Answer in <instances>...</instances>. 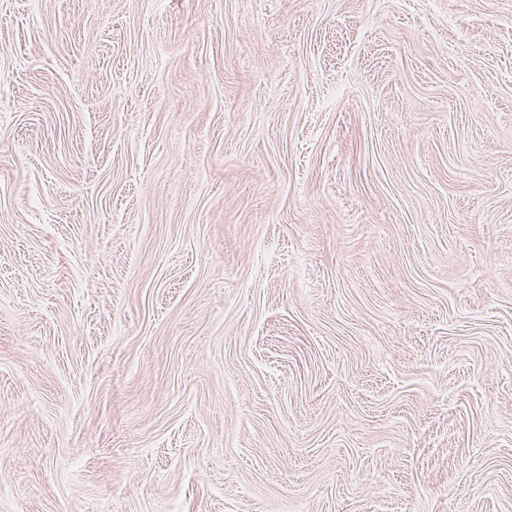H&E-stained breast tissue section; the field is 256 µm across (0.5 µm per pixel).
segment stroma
<instances>
[{"mask_svg":"<svg viewBox=\"0 0 512 512\" xmlns=\"http://www.w3.org/2000/svg\"><path fill=\"white\" fill-rule=\"evenodd\" d=\"M0 512H512V0H0Z\"/></svg>","mask_w":512,"mask_h":512,"instance_id":"1","label":"stroma"}]
</instances>
